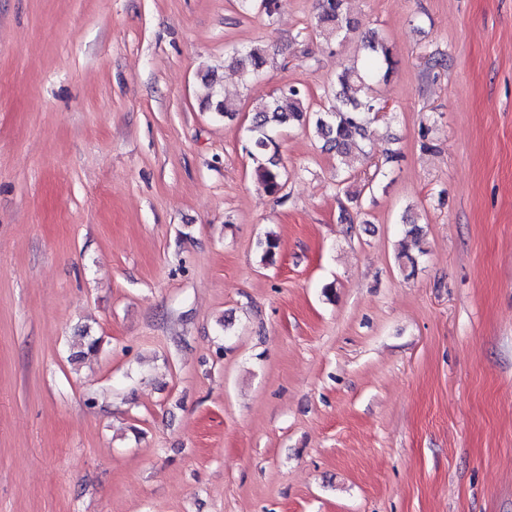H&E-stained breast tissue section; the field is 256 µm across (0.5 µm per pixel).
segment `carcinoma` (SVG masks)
<instances>
[{
    "label": "carcinoma",
    "mask_w": 512,
    "mask_h": 512,
    "mask_svg": "<svg viewBox=\"0 0 512 512\" xmlns=\"http://www.w3.org/2000/svg\"><path fill=\"white\" fill-rule=\"evenodd\" d=\"M235 2L243 14L262 10L270 15L275 8V0ZM345 2L316 0V29L320 36L340 42L348 32L359 27L360 22L351 17ZM366 43L368 57L364 66H347L336 76V99L340 101L336 109L309 111L304 105L305 92L295 85L283 89L279 96L262 99L253 106L244 150L254 164L257 179L269 194L285 198L284 166L278 143L273 137L276 131L295 126L312 129L322 142V149L335 153L338 171L348 164L351 157L367 155L368 144L377 133L379 109V102L371 95V85L387 79L396 61L391 49L375 30H367ZM266 64L267 49L258 44L243 50L236 49L229 57V66L247 84L262 75ZM202 81L210 89L206 104L219 116L235 119L240 112L238 104L216 90L210 74H204Z\"/></svg>",
    "instance_id": "carcinoma-1"
}]
</instances>
